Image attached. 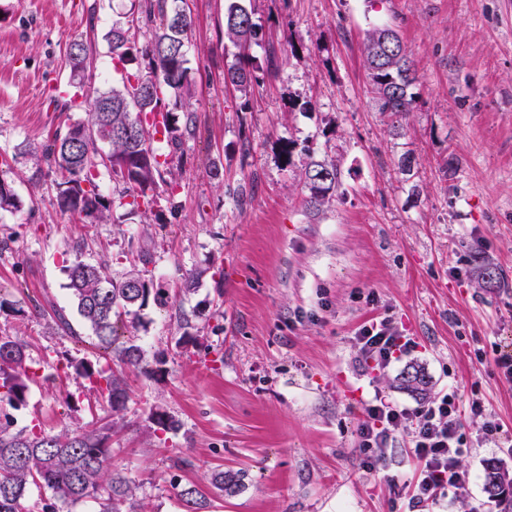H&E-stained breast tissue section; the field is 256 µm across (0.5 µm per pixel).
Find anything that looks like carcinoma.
I'll return each instance as SVG.
<instances>
[{"instance_id":"1","label":"carcinoma","mask_w":512,"mask_h":512,"mask_svg":"<svg viewBox=\"0 0 512 512\" xmlns=\"http://www.w3.org/2000/svg\"><path fill=\"white\" fill-rule=\"evenodd\" d=\"M225 2L224 45L237 50V63L227 69L224 81L246 97L259 84L257 72L262 70L249 54L257 24L241 0ZM141 26L152 29V39L145 44L131 36V30ZM192 26V15L183 6V0H134L127 20L112 23L104 35L113 67L121 73L120 84L106 89L95 86L92 46L82 39L69 44L70 104H89L88 119L71 124L64 135L55 136L41 151H27L36 172H42L43 161L53 169L56 205L61 213L90 224H106L117 204L129 207L131 214H144L156 202L160 188L174 195L176 184L164 177L171 160L157 151L154 141L160 135L176 149L195 133L192 113L184 103L192 92L188 59ZM386 36L396 38L398 34L380 26L367 31L363 63L381 111L403 116L415 103L412 89L416 72L406 53L386 63L376 62ZM168 95L173 102H164ZM159 112L167 116L161 129L153 123ZM100 144L109 147L107 164L99 157ZM104 169L125 186L119 203L99 190ZM10 170L8 159H0L1 211L20 209V201L5 179ZM303 182L309 191L307 206L319 209L329 192L338 186L336 164L310 163L303 173ZM65 273L79 315L98 342L108 348L118 339L122 316L138 319L151 296L157 304H165L162 289L154 287L153 280L140 271L117 278L107 265L76 260L65 267ZM102 280L110 285L106 292L98 288ZM117 356L133 368L140 367L144 360L141 346L133 343L118 347ZM27 359L26 341L18 336L0 335V404L14 410L26 405L30 386L40 378ZM62 369L94 389L110 411L125 409L127 385L112 368H102L86 358H68ZM398 382L399 388L414 395L428 394L429 380L414 365L401 373ZM154 411L160 418L152 424L153 431L179 430V421L170 412L162 407ZM4 419L0 423V512H25L27 494L33 485L53 494V501L44 504L42 512H58L60 503L89 500L98 504V512H137L131 481L121 471L109 467L110 416L59 433L26 426L17 428L14 418L7 414ZM244 479V471L228 467L214 470L209 484L230 498L245 487ZM485 484L493 485L494 491L488 497L496 502L512 495V479L494 462L486 467ZM176 497L184 512H209L211 507L207 494L195 484L178 488Z\"/></svg>"}]
</instances>
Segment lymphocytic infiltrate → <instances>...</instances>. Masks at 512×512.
<instances>
[{"label": "lymphocytic infiltrate", "instance_id": "1", "mask_svg": "<svg viewBox=\"0 0 512 512\" xmlns=\"http://www.w3.org/2000/svg\"><path fill=\"white\" fill-rule=\"evenodd\" d=\"M362 361L375 369L388 367L393 359L414 351L417 344L391 317H377L365 323L355 338ZM472 416L482 424L473 441L461 433V411L455 395L442 394L406 409L377 397L365 406V419L357 430L358 446L371 461H379L378 451L397 434L408 437L410 452L417 467L413 477L411 500L421 504L432 502L450 490H462L471 480L459 462L469 443L495 441L501 424L485 414L483 404L472 400Z\"/></svg>", "mask_w": 512, "mask_h": 512}]
</instances>
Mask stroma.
Returning <instances> with one entry per match:
<instances>
[{"instance_id": "1", "label": "stroma", "mask_w": 512, "mask_h": 512, "mask_svg": "<svg viewBox=\"0 0 512 512\" xmlns=\"http://www.w3.org/2000/svg\"><path fill=\"white\" fill-rule=\"evenodd\" d=\"M224 3L185 2L196 132L172 154L178 191L142 216L118 207L111 223L78 224L56 207L53 175L35 174L24 153L86 117L66 106L70 42L96 34V85L120 83L104 35L131 0H0V153L16 158L7 178L22 201L0 211V298L25 309L0 311V331L24 337L47 376L15 411L18 426L57 433L98 412L97 394L56 364L117 365L64 273L105 260L117 273L147 269L166 293V306L120 328L167 369H122L129 400L111 462L143 512H183L175 485H206L224 467L246 471L245 487L214 497L211 512H483L486 464L512 475V383L493 364L512 350V0H251L250 52L274 53L277 73L245 98L224 83L236 61ZM375 26L396 30L415 64L414 107L400 119L381 111L363 66ZM323 159L339 187L311 210L301 173ZM480 260L496 283L479 282ZM380 315L418 347L376 376L354 336ZM185 317L197 341L182 346ZM410 362L431 394L481 400L504 428L499 445L464 451L467 494L420 506L406 490L405 435L374 470L357 438L374 396L417 405L397 387ZM157 405L177 432H153Z\"/></svg>"}]
</instances>
